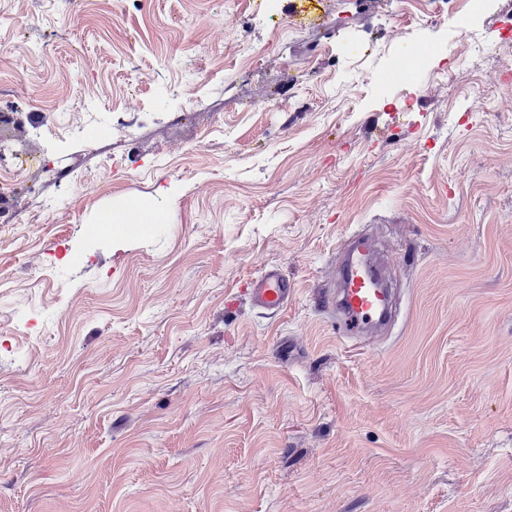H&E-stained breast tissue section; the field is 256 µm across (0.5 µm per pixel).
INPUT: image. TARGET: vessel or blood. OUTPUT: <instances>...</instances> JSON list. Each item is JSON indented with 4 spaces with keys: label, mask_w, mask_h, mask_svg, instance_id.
<instances>
[{
    "label": "vessel or blood",
    "mask_w": 512,
    "mask_h": 512,
    "mask_svg": "<svg viewBox=\"0 0 512 512\" xmlns=\"http://www.w3.org/2000/svg\"><path fill=\"white\" fill-rule=\"evenodd\" d=\"M338 267L340 287L330 299L336 313V328L348 339L366 336L372 329L389 324L392 307L383 287L384 270L370 258V249L361 238L348 239L342 248ZM292 284L276 268L261 270L250 282L249 299L253 305L278 312L288 304Z\"/></svg>",
    "instance_id": "vessel-or-blood-1"
}]
</instances>
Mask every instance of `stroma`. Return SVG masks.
Listing matches in <instances>:
<instances>
[{"instance_id": "stroma-1", "label": "stroma", "mask_w": 512, "mask_h": 512, "mask_svg": "<svg viewBox=\"0 0 512 512\" xmlns=\"http://www.w3.org/2000/svg\"><path fill=\"white\" fill-rule=\"evenodd\" d=\"M279 4L235 0L262 55L243 74L205 34L225 0H0L22 118L0 162L52 148L88 188H49L68 222L0 231V512H512V0H459L465 35L399 0ZM326 34L335 62L305 64ZM218 56L175 127L164 89ZM138 70L140 161L115 173L63 127L86 80L108 112ZM294 83L302 111L239 109ZM212 111L223 135L191 138ZM119 198L162 223L116 236ZM356 234L398 317L348 340L324 297ZM268 266L293 283L278 313L243 292Z\"/></svg>"}]
</instances>
